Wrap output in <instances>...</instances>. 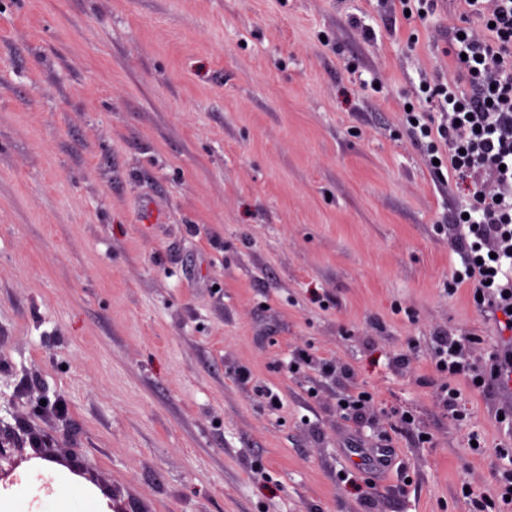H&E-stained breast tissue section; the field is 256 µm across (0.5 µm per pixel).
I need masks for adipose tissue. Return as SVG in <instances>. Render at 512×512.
<instances>
[{
  "instance_id": "obj_1",
  "label": "adipose tissue",
  "mask_w": 512,
  "mask_h": 512,
  "mask_svg": "<svg viewBox=\"0 0 512 512\" xmlns=\"http://www.w3.org/2000/svg\"><path fill=\"white\" fill-rule=\"evenodd\" d=\"M0 512H111L104 492L52 459L34 457L17 482L0 487Z\"/></svg>"
}]
</instances>
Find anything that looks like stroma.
<instances>
[{
  "instance_id": "obj_1",
  "label": "stroma",
  "mask_w": 512,
  "mask_h": 512,
  "mask_svg": "<svg viewBox=\"0 0 512 512\" xmlns=\"http://www.w3.org/2000/svg\"><path fill=\"white\" fill-rule=\"evenodd\" d=\"M417 6L0 0V421L112 512L497 497L512 391L434 358L445 336L479 365L502 344L453 281L473 199L406 120L434 113L425 86L468 90L455 34L483 25L461 0ZM356 386L358 422L339 407ZM354 448L392 465L370 476Z\"/></svg>"
}]
</instances>
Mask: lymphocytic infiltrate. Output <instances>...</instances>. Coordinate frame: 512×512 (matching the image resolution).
<instances>
[{"instance_id":"obj_1","label":"lymphocytic infiltrate","mask_w":512,"mask_h":512,"mask_svg":"<svg viewBox=\"0 0 512 512\" xmlns=\"http://www.w3.org/2000/svg\"><path fill=\"white\" fill-rule=\"evenodd\" d=\"M469 12L489 24L488 35L459 32L470 92L456 84L436 85L433 94L446 115L438 128L420 125L422 136L439 134L448 149V167L474 189L476 218L466 219L459 243L467 263L457 282H468L505 341L484 365L469 363L459 339L447 336L436 361L451 381L463 377L474 387L494 381L512 389V277L503 264L512 259V0H463Z\"/></svg>"}]
</instances>
